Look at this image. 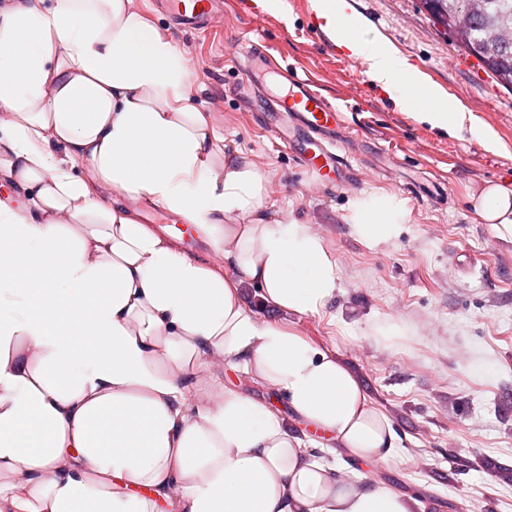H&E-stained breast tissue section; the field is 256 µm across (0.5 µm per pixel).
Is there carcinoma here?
Here are the masks:
<instances>
[{"mask_svg": "<svg viewBox=\"0 0 512 512\" xmlns=\"http://www.w3.org/2000/svg\"><path fill=\"white\" fill-rule=\"evenodd\" d=\"M436 10L453 44L512 91V0H421Z\"/></svg>", "mask_w": 512, "mask_h": 512, "instance_id": "cac0c4a2", "label": "carcinoma"}]
</instances>
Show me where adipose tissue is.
Instances as JSON below:
<instances>
[{
	"mask_svg": "<svg viewBox=\"0 0 512 512\" xmlns=\"http://www.w3.org/2000/svg\"><path fill=\"white\" fill-rule=\"evenodd\" d=\"M337 46L420 122L467 120L346 0H316ZM189 71L130 0H17L0 13V512H413L351 474L398 436L354 371L247 302L318 314L339 273L320 237L269 221L264 177L225 155L187 105ZM189 224L222 267L188 256L131 202ZM480 217L512 239V184ZM348 220L376 246L404 201L362 195ZM283 399L201 394L221 361Z\"/></svg>",
	"mask_w": 512,
	"mask_h": 512,
	"instance_id": "ef3b65f1",
	"label": "adipose tissue"
}]
</instances>
